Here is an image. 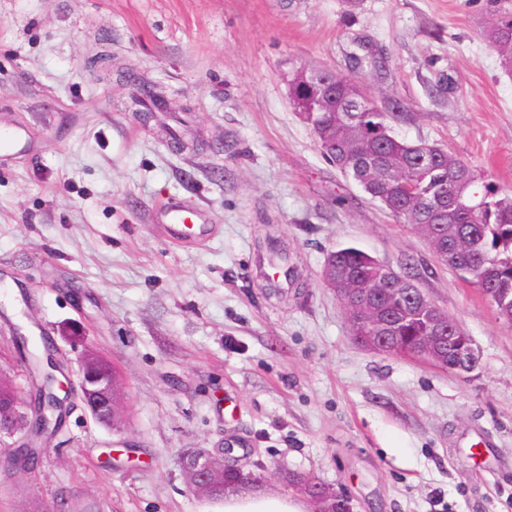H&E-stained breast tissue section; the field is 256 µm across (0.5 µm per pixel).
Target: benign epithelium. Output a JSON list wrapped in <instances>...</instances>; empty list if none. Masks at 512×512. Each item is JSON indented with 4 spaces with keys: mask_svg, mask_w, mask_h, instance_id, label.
<instances>
[{
    "mask_svg": "<svg viewBox=\"0 0 512 512\" xmlns=\"http://www.w3.org/2000/svg\"><path fill=\"white\" fill-rule=\"evenodd\" d=\"M325 69L321 67H303L298 70L294 82L302 84L325 85ZM385 282L395 286V297L417 308V316L428 326L427 335L418 337L415 347L401 350L390 344L383 336H356V340L367 349L377 353H391L410 357L430 364L442 371L448 370V361L435 354V346L448 340L453 344L458 375L464 376L473 372L479 363V355L473 346L471 337L442 336L448 331V314L443 312L433 301L427 299L414 278L395 273L384 268ZM324 284L331 288L342 307L345 317L356 331L379 319L381 308L369 293H353L341 288L336 283V276L330 269L322 270ZM102 357L86 351L80 361L79 398L88 404L94 419L105 425H117L125 419V401L115 387L112 374L101 371ZM30 416L24 401L15 396V389L0 382V439L15 438L29 429ZM181 468L187 485L198 496H207L224 489V474L233 469L238 479L256 487L267 485L265 475L244 469L237 460L222 452H213L206 448H197L183 454ZM299 487L312 492L329 507L316 512H335L336 497L340 492L319 482L309 474H299Z\"/></svg>",
    "mask_w": 512,
    "mask_h": 512,
    "instance_id": "benign-epithelium-1",
    "label": "benign epithelium"
}]
</instances>
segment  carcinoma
Returning a JSON list of instances; mask_svg holds the SVG:
<instances>
[{
  "label": "carcinoma",
  "mask_w": 512,
  "mask_h": 512,
  "mask_svg": "<svg viewBox=\"0 0 512 512\" xmlns=\"http://www.w3.org/2000/svg\"><path fill=\"white\" fill-rule=\"evenodd\" d=\"M494 20L489 42L500 48L512 43V0H488ZM356 72L371 71L376 58L351 53ZM351 79L336 76V94L326 107L310 113L311 127L325 159L393 216L417 228L433 227L448 267L469 277L482 295L498 294L493 309L512 325V198L501 197L466 163L444 148L399 138L392 127L398 117L373 101L350 95ZM293 104L312 103L318 96L313 85L290 86ZM336 279L345 288H375L381 294L383 334L395 336L409 348L425 335L423 323L410 318L408 304L396 306L381 283L384 264L353 246L338 248ZM43 349L30 354L33 367L27 399L50 403L54 374L44 372Z\"/></svg>",
  "instance_id": "carcinoma-1"
}]
</instances>
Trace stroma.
Masks as SVG:
<instances>
[{"instance_id":"stroma-1","label":"stroma","mask_w":512,"mask_h":512,"mask_svg":"<svg viewBox=\"0 0 512 512\" xmlns=\"http://www.w3.org/2000/svg\"><path fill=\"white\" fill-rule=\"evenodd\" d=\"M487 0H0V379L29 386L11 326L44 328L70 384L84 349L123 380L127 416L79 399L34 473L0 476V512H202L183 452L224 447L296 495L309 473L355 512H512V327L424 237L325 160L294 111L293 71L356 75L395 133L446 149L512 196V74ZM169 111L138 114L141 85ZM206 209L203 246L156 228ZM289 278L269 279V246ZM353 245L471 336L467 377L376 353L321 280Z\"/></svg>"}]
</instances>
